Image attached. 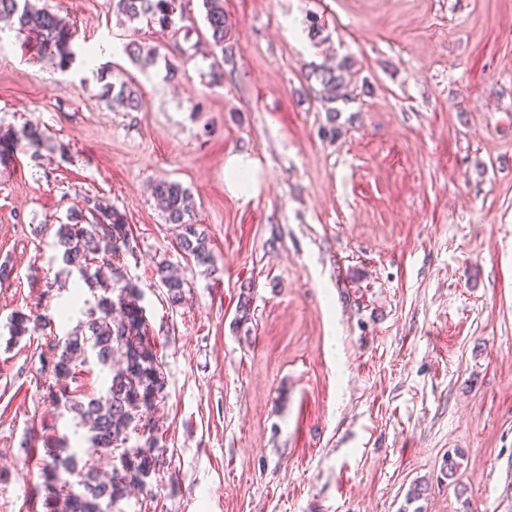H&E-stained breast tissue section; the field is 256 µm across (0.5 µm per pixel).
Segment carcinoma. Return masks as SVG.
Instances as JSON below:
<instances>
[{
	"label": "carcinoma",
	"mask_w": 512,
	"mask_h": 512,
	"mask_svg": "<svg viewBox=\"0 0 512 512\" xmlns=\"http://www.w3.org/2000/svg\"><path fill=\"white\" fill-rule=\"evenodd\" d=\"M205 21L213 49L226 53L225 41L232 22L224 12V0H202ZM116 14L132 23L142 19L163 28L174 23L178 0H113ZM0 22L17 33L33 34L40 41L45 62L61 71L73 61L75 30L58 14L37 6L33 0H0ZM129 59L141 66L155 63V52L138 41L123 46ZM348 64L324 63L312 71L319 83L318 98L335 103L347 100L345 74ZM100 97L118 108L137 111L142 107L141 94L124 80L111 81L110 74L98 73ZM26 148L33 155L52 150L51 139L38 127L0 129V163L11 161L14 152ZM152 197L168 224L182 226L179 247L197 266L214 270L215 257L204 231L196 227L195 205L190 191L181 184L159 180L152 185ZM88 215H74L58 225L56 249L62 262L78 272L88 285L102 288L96 309L88 319L77 324L62 341L48 351V371L55 382H46V394L52 404L73 414L90 433L91 448L87 455L119 452L111 477L101 481L89 463L78 466L77 452L56 443L46 448L40 472L38 494L47 512H111L132 489L145 490L149 480L163 465L158 451L154 426L144 409L162 397L165 381L156 353L147 338V327L140 305L141 292L123 278L115 260L134 254L136 245L125 215L96 197L86 199ZM156 275L172 305L181 303L187 282L179 269L164 261ZM52 327L45 314L15 313L10 320L11 333L23 336L28 324ZM94 363L107 371L105 387L98 396L80 399L62 381L77 379L76 369ZM146 436L142 445L127 447L130 433Z\"/></svg>",
	"instance_id": "1"
}]
</instances>
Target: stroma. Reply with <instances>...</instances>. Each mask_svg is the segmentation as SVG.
<instances>
[{"instance_id":"35a3bbf8","label":"stroma","mask_w":512,"mask_h":512,"mask_svg":"<svg viewBox=\"0 0 512 512\" xmlns=\"http://www.w3.org/2000/svg\"><path fill=\"white\" fill-rule=\"evenodd\" d=\"M39 4L74 24L75 59L44 68L0 33V126L56 146L0 165V512H46L45 444L88 445L43 388L50 338L100 295L53 246L88 197L130 224L121 270L165 380V464L118 512H512V0H224V61L201 0L165 29L112 0ZM331 59L351 64L332 115L309 76ZM106 65L140 110L100 98ZM159 179L192 192L216 272L182 256ZM164 259L189 283L176 306ZM18 311L54 327L13 337Z\"/></svg>"}]
</instances>
